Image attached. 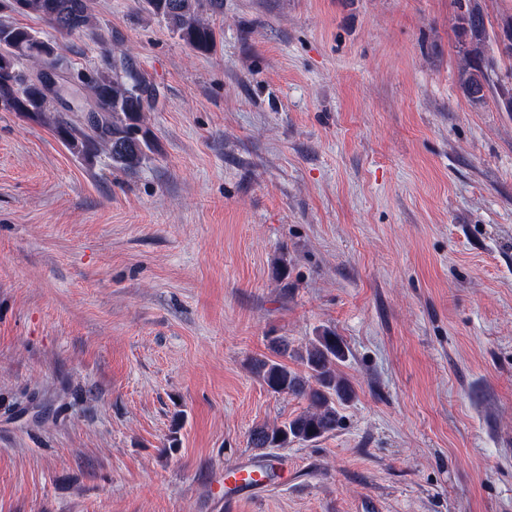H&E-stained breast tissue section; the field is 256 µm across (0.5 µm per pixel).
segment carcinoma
<instances>
[{
    "mask_svg": "<svg viewBox=\"0 0 512 512\" xmlns=\"http://www.w3.org/2000/svg\"><path fill=\"white\" fill-rule=\"evenodd\" d=\"M148 14L163 21L168 30L200 53L216 46V33L203 18L222 7V0H138ZM459 36L462 54L461 85L473 101L501 88L495 70L483 64L484 19L468 0L460 3ZM15 15H35L62 36L84 33L94 25L88 0H0V110L17 112L31 119H44L75 154L94 158L101 150L112 167L134 172L152 150L150 130L143 113L155 109L159 91L142 78L126 59L114 60L91 72L74 70L60 53V46L13 22ZM60 73V91L40 81L43 68ZM91 108L94 120L70 116ZM272 350L293 355L302 369L267 357L257 358L254 374L277 394L302 398L307 410L272 427L256 426L249 435L257 449L286 448L300 442L314 443L336 430V403L349 399L348 387L336 375V365L346 352L335 330L324 328L309 338L305 351L294 354L283 337L271 340Z\"/></svg>",
    "mask_w": 512,
    "mask_h": 512,
    "instance_id": "cac0c4a2",
    "label": "carcinoma"
}]
</instances>
